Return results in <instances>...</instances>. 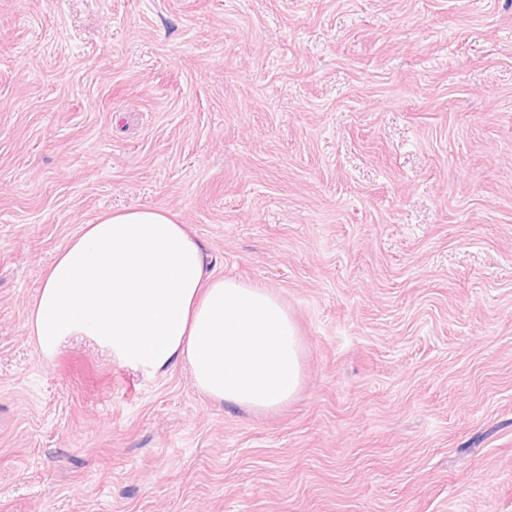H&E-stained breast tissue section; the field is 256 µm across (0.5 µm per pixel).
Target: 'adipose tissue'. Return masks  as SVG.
I'll return each mask as SVG.
<instances>
[{"instance_id":"ef3b65f1","label":"adipose tissue","mask_w":512,"mask_h":512,"mask_svg":"<svg viewBox=\"0 0 512 512\" xmlns=\"http://www.w3.org/2000/svg\"><path fill=\"white\" fill-rule=\"evenodd\" d=\"M28 328L48 355L84 335L147 373L188 363L199 392L253 412L288 404L302 381V339L280 297L209 272L188 226L152 207L81 225L51 263Z\"/></svg>"}]
</instances>
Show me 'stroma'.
Returning <instances> with one entry per match:
<instances>
[{"label":"stroma","mask_w":512,"mask_h":512,"mask_svg":"<svg viewBox=\"0 0 512 512\" xmlns=\"http://www.w3.org/2000/svg\"><path fill=\"white\" fill-rule=\"evenodd\" d=\"M139 206L287 305V405L40 350ZM0 512H512V0H0Z\"/></svg>","instance_id":"35a3bbf8"}]
</instances>
